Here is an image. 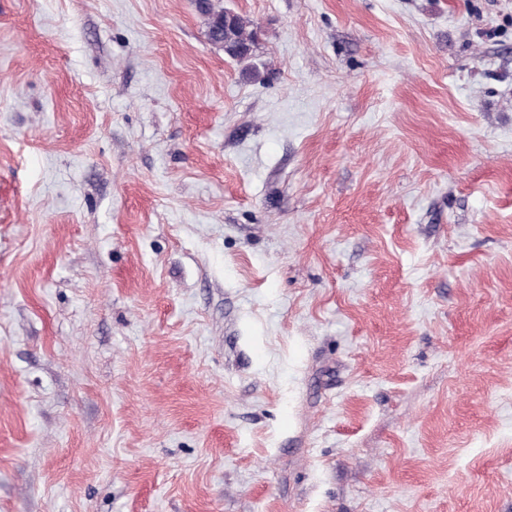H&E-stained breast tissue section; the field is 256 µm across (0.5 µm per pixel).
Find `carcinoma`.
Instances as JSON below:
<instances>
[{"instance_id": "obj_1", "label": "carcinoma", "mask_w": 512, "mask_h": 512, "mask_svg": "<svg viewBox=\"0 0 512 512\" xmlns=\"http://www.w3.org/2000/svg\"><path fill=\"white\" fill-rule=\"evenodd\" d=\"M197 7L205 18L208 39L227 57L245 61L255 55L258 32L251 20L218 6L214 0H197Z\"/></svg>"}]
</instances>
